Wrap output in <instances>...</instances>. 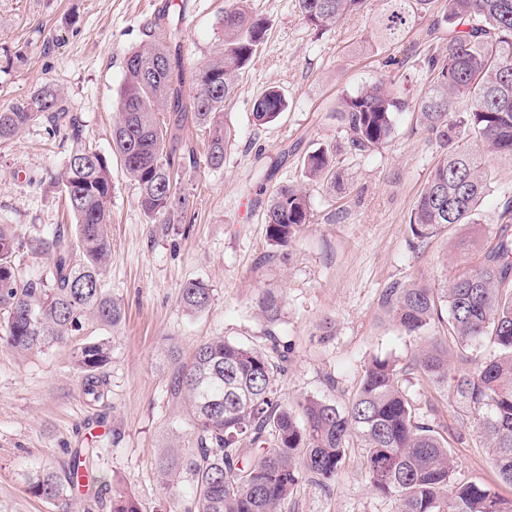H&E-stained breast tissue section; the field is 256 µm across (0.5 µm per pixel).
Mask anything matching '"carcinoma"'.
I'll use <instances>...</instances> for the list:
<instances>
[{"mask_svg":"<svg viewBox=\"0 0 512 512\" xmlns=\"http://www.w3.org/2000/svg\"><path fill=\"white\" fill-rule=\"evenodd\" d=\"M302 18L318 32L360 10L365 0H296ZM383 0L374 20L378 38L398 44L409 29L427 19L428 33L444 30L446 47L425 59L431 79L426 91L410 99L384 78L344 98L340 119L351 149L378 150L392 141L397 117L417 111L423 133L441 148L411 211L409 224L418 239L472 224L489 191L484 152L512 163V0ZM224 48L196 75L192 101L184 95L180 46L149 40L125 57L119 112L112 144L127 178L137 188V203L155 224H169L185 204L173 181L184 159L179 132L188 125L208 130L207 164L224 165L231 134L224 108L235 97L238 79L253 60L265 35V22L230 0L222 19ZM470 100L467 112L455 103ZM285 108L272 86L255 100L253 120L265 124ZM66 106L59 88L46 84L28 99L0 110V141L30 124L47 121L60 133ZM71 147L55 184L74 219V233L61 226L23 238L11 224H0V348L17 353L51 344L73 343L87 320L110 328L124 318L121 303L103 286L112 259V165L83 141L69 118ZM303 171L310 180L336 185V162L324 149L307 153ZM307 194L282 185L264 206L271 245L286 249L311 223ZM494 243L464 263L443 285L395 283L385 306L394 325L420 340L411 365L439 387L456 383L477 436L490 449L500 482L512 486V200L497 215ZM51 260L46 275L33 279L25 257ZM210 288L189 281L180 301L189 314L206 311ZM495 352L476 361L461 376L452 373L453 355L476 342ZM74 365L83 393L93 406L107 405L104 376L112 359L107 338L74 343ZM281 368L260 350L214 338L199 345L186 369L178 371L174 395L188 405L191 448L163 456L159 475L164 489L178 488L183 475L193 482L194 512H281L303 477L326 485L356 445L372 489L398 505V512H512V496L497 486L457 483L448 437L420 417L409 398L397 361L374 357L365 367L348 405L304 397L297 409L276 399ZM99 449L76 450L68 473L40 464L25 475L26 491L69 512L70 492L91 476ZM112 512H144L131 491L112 488Z\"/></svg>","mask_w":512,"mask_h":512,"instance_id":"obj_1","label":"carcinoma"}]
</instances>
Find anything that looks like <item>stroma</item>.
<instances>
[{
  "label": "stroma",
  "instance_id": "1",
  "mask_svg": "<svg viewBox=\"0 0 512 512\" xmlns=\"http://www.w3.org/2000/svg\"><path fill=\"white\" fill-rule=\"evenodd\" d=\"M160 2L0 0V109L54 84L83 139L111 156L125 55L146 34L160 42L170 37L154 22ZM171 2L190 13L178 36L189 97L199 68L223 47L226 0ZM248 6L265 19V40L224 111L232 145L223 167L207 165L204 131L189 126L183 132L194 152L193 162L173 172L188 200L184 213L171 224L151 223L137 205L133 182L120 163L112 165V260L103 284L121 301L124 319L112 330L90 320L82 330L112 342L107 407L87 405L71 347L27 354L0 348V512H51L26 492L25 472L41 462L66 466L71 451L88 446L100 451V481L73 491V512H110L115 485L135 493L146 512H186L191 480L166 492L157 460L172 438L185 443L191 437L174 381L196 347L214 337L263 351L282 367L278 395L290 406L303 396L345 405L373 357L398 360L419 413L453 438L455 480L495 483L512 495L511 486L499 484L455 392L413 369L416 343L390 321L382 301L392 283L452 277L474 249L490 242L497 212L512 199V164L487 155L491 181L478 223L416 239L409 217L440 155L438 145L406 111L388 145L351 151L336 107L381 78L420 96L429 82L424 60L444 41L430 38L422 24L399 44L362 49L380 0H366L359 13L320 36L296 0H249ZM390 56L396 66H385ZM271 86L286 108L275 121L255 124L253 104ZM317 148L335 155L337 188L304 176L302 158ZM68 150L39 122L0 143V224L15 225L22 235L61 224L53 180ZM284 184L305 189L312 221L282 251L267 240L259 201ZM192 280L213 292L211 306L193 316L180 302L182 286ZM269 293L279 301L273 318L262 310ZM172 344L180 350L175 363L165 355ZM282 512H397V505L373 492L363 451L352 447L333 482L302 480Z\"/></svg>",
  "mask_w": 512,
  "mask_h": 512
}]
</instances>
